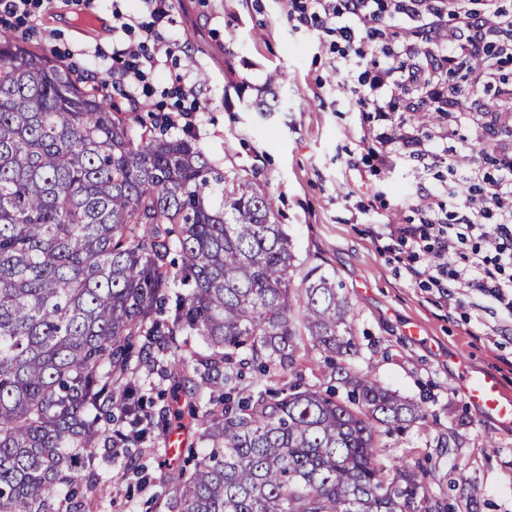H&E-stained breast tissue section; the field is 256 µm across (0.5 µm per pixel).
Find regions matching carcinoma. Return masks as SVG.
Masks as SVG:
<instances>
[{
  "mask_svg": "<svg viewBox=\"0 0 512 512\" xmlns=\"http://www.w3.org/2000/svg\"><path fill=\"white\" fill-rule=\"evenodd\" d=\"M220 193L215 208L209 198ZM275 199L189 137L134 127L68 68L0 34V512H87L99 458L170 420L202 428L164 476L167 512H449L382 437L425 409L359 367L331 276L292 287ZM206 353L186 360L179 336ZM321 353L332 384L268 379ZM139 394L144 370L178 399Z\"/></svg>",
  "mask_w": 512,
  "mask_h": 512,
  "instance_id": "obj_1",
  "label": "carcinoma"
}]
</instances>
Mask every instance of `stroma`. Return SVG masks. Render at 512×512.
Here are the masks:
<instances>
[{
	"label": "stroma",
	"mask_w": 512,
	"mask_h": 512,
	"mask_svg": "<svg viewBox=\"0 0 512 512\" xmlns=\"http://www.w3.org/2000/svg\"><path fill=\"white\" fill-rule=\"evenodd\" d=\"M35 2L12 34L57 57L87 88L120 68L114 52L121 45L177 40L172 54L146 70L144 97L156 114L172 118V138L183 134L179 108L195 107L193 136L204 154L274 197L293 244L294 282L316 266L342 284L355 309L359 365L427 411L425 421L385 437L389 457L429 470L427 491L447 497L453 512H512V427L483 418L456 381L463 368L494 373L512 400L508 320L469 289L444 300L419 288L397 261V243L382 233L388 223H417L401 197L422 185H452L458 151L478 157L486 132L455 125L446 161L429 171L399 158L392 167L376 166L364 140L373 116L352 110L341 84L378 66L382 52L370 51L342 75L333 36L294 27L286 0H171L158 24L150 0ZM117 13L125 28L115 27ZM185 73L195 85L183 98L176 79ZM272 101L275 111H258ZM139 461L147 469L141 485L123 479V460L101 462L109 482L102 512H146L151 505L165 512L155 504L170 467L163 440L146 443ZM459 469L469 486L449 488Z\"/></svg>",
	"instance_id": "stroma-1"
}]
</instances>
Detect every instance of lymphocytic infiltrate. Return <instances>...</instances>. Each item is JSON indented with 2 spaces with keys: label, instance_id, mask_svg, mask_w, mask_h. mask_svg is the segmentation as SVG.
Segmentation results:
<instances>
[{
  "label": "lymphocytic infiltrate",
  "instance_id": "obj_1",
  "mask_svg": "<svg viewBox=\"0 0 512 512\" xmlns=\"http://www.w3.org/2000/svg\"><path fill=\"white\" fill-rule=\"evenodd\" d=\"M445 11L456 18L449 29L439 22ZM289 18L336 35L343 68L364 57L375 38H385L382 67L365 72L347 87L348 102L354 109L375 114L378 126L372 142L378 164L389 166L400 155L427 170L444 161L445 150L432 148L431 143L445 139L447 133L407 131L406 112L426 94L440 98L449 121H459L455 104L441 95L444 63L458 54L480 58L492 31L512 28V19L494 12L478 15L466 0H295ZM409 21L420 22L424 44L408 38ZM117 54L126 64L112 86L128 95L144 75L143 64H154L157 53L141 41L118 49ZM445 195L455 202L456 223L442 219ZM403 201L419 202L427 215L421 224L388 227L406 248L410 276L444 298L455 286L469 288L512 318V139L501 148L496 176H487L471 162L451 189L423 186Z\"/></svg>",
  "mask_w": 512,
  "mask_h": 512
}]
</instances>
